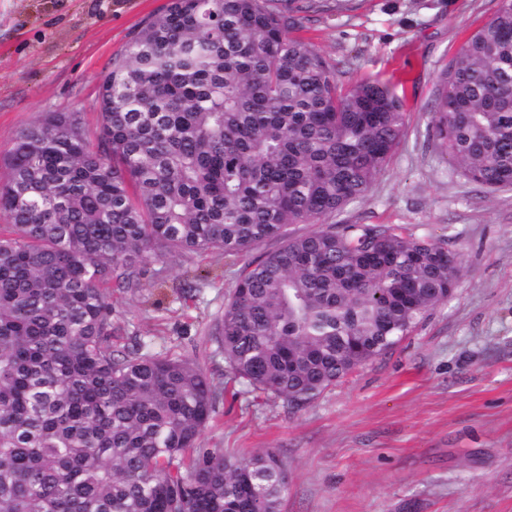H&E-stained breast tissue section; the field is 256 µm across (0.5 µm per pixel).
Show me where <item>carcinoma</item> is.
<instances>
[{"mask_svg": "<svg viewBox=\"0 0 512 512\" xmlns=\"http://www.w3.org/2000/svg\"><path fill=\"white\" fill-rule=\"evenodd\" d=\"M310 2L169 0L102 76L96 143L75 112L19 132L0 184V512H280L276 453L198 447L224 390L197 363L114 348L107 285L141 287L151 259L279 242L242 268L218 342L292 409L458 286L445 241L336 223L405 113L384 83L342 91L293 36ZM430 136L467 180L512 187V0L446 70Z\"/></svg>", "mask_w": 512, "mask_h": 512, "instance_id": "obj_1", "label": "carcinoma"}]
</instances>
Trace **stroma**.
I'll use <instances>...</instances> for the list:
<instances>
[{
  "mask_svg": "<svg viewBox=\"0 0 512 512\" xmlns=\"http://www.w3.org/2000/svg\"><path fill=\"white\" fill-rule=\"evenodd\" d=\"M168 0H0V180L19 132L80 113L97 136L101 77ZM501 0H317L297 37L339 65L343 88L379 79L404 102L406 133L340 224H400L445 240L464 274L393 350L311 405L288 411L231 372L213 337L248 255L183 253L112 292L116 349L192 359L223 387L200 444L288 471L281 512H512V188L462 177L428 129L442 75Z\"/></svg>",
  "mask_w": 512,
  "mask_h": 512,
  "instance_id": "obj_1",
  "label": "stroma"
}]
</instances>
